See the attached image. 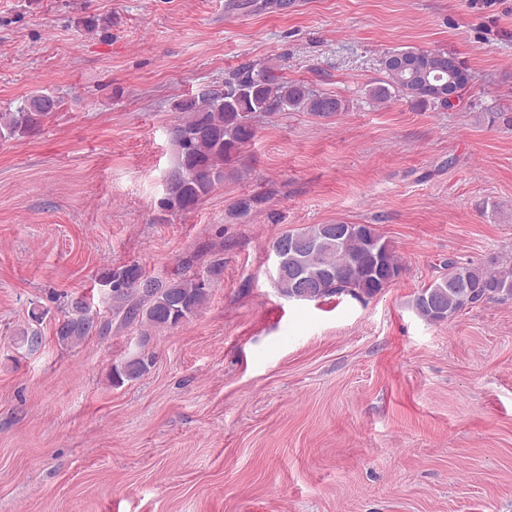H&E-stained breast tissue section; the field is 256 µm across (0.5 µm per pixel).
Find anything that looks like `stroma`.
Wrapping results in <instances>:
<instances>
[{"instance_id":"35a3bbf8","label":"stroma","mask_w":512,"mask_h":512,"mask_svg":"<svg viewBox=\"0 0 512 512\" xmlns=\"http://www.w3.org/2000/svg\"><path fill=\"white\" fill-rule=\"evenodd\" d=\"M396 49L453 53L459 105L370 100ZM253 63L344 110L258 116L223 184L161 211L176 101ZM36 90L55 116L0 139V512H512V299L410 306L444 258H512V0H0V113ZM308 224L378 225L405 270L286 298L271 244ZM217 257L202 311L149 342L55 334L105 270ZM152 363L151 357L142 354L134 355L126 359L120 366L112 368V383H123L124 380H134L143 376Z\"/></svg>"}]
</instances>
